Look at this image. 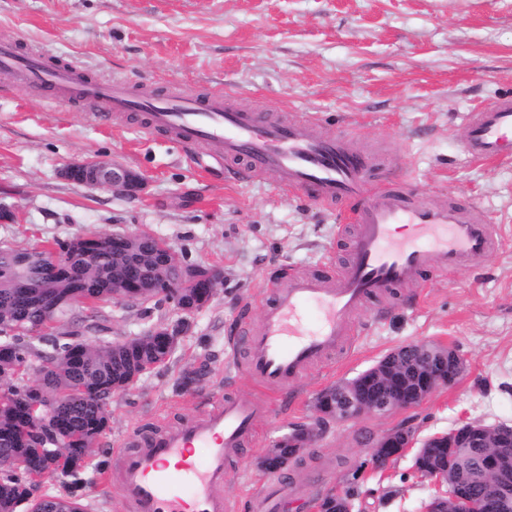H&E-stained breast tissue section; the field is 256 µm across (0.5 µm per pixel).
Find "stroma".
Wrapping results in <instances>:
<instances>
[{"label":"stroma","instance_id":"35a3bbf8","mask_svg":"<svg viewBox=\"0 0 512 512\" xmlns=\"http://www.w3.org/2000/svg\"><path fill=\"white\" fill-rule=\"evenodd\" d=\"M73 62L105 81L164 92L213 90L280 117L311 116L391 158L427 199L478 202L499 224L496 252L452 273L430 270L365 301L349 320V344L311 365L276 396L242 449L227 460L224 495L234 512L288 490L284 512H310L318 495L352 488L360 512H423L433 489L411 456L362 468L371 445L408 425L418 438L461 418L512 423V162L466 159L473 109L512 96V0H0V39ZM89 104L59 109L0 76V244L29 249L53 240L151 231L181 260L224 279L193 314L165 304L144 314L122 301L73 305L57 328L104 346L178 328L165 365L108 401L110 424L84 468L87 512H130L121 462L132 430L153 436L227 398L249 399L239 325L257 327L267 282L346 264L351 236L335 211L281 191L274 176L238 177L203 145L186 148L133 116L96 122ZM98 158L142 175L135 197L67 182L61 169ZM452 345L466 369L452 385L384 417L328 421L306 463L273 474L259 465L274 442L315 416L323 389L370 368L408 343ZM356 484H347L353 471Z\"/></svg>","mask_w":512,"mask_h":512}]
</instances>
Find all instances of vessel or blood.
I'll return each instance as SVG.
<instances>
[{
	"label": "vessel or blood",
	"instance_id": "obj_1",
	"mask_svg": "<svg viewBox=\"0 0 512 512\" xmlns=\"http://www.w3.org/2000/svg\"><path fill=\"white\" fill-rule=\"evenodd\" d=\"M0 70L13 76L18 89L38 90L57 104L143 113L147 130L165 131L184 146H211L227 165L245 163L251 175H275L283 190L343 210L355 227L349 260L336 275L292 274L286 283L271 282L262 323L246 333V370L259 386L252 399L217 405L152 438L129 434L121 483L133 512H231L224 498L225 459L268 411L269 392L287 391L310 365L344 346L348 318L369 297L429 267L455 271L500 245L498 225L476 202L420 199L409 184L390 177L389 159L357 148L350 134L319 129L314 120H285L267 109L243 112L212 91L136 92L20 53L10 43H0ZM462 153L512 160V99L470 113ZM398 225L411 228L412 236L395 237ZM309 306L321 313L312 330L303 318Z\"/></svg>",
	"mask_w": 512,
	"mask_h": 512
}]
</instances>
